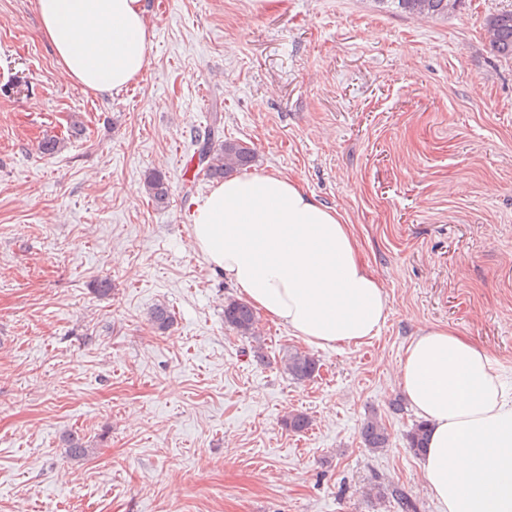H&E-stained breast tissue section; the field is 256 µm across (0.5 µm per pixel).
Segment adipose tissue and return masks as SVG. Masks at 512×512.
Here are the masks:
<instances>
[{
    "label": "adipose tissue",
    "mask_w": 512,
    "mask_h": 512,
    "mask_svg": "<svg viewBox=\"0 0 512 512\" xmlns=\"http://www.w3.org/2000/svg\"><path fill=\"white\" fill-rule=\"evenodd\" d=\"M68 77L94 93L138 81L153 49L144 0H35ZM191 242L268 319L317 348L378 335L391 305L352 225L279 172L218 183L197 207ZM428 425L422 452L441 512H512V386L450 328L419 329L397 368Z\"/></svg>",
    "instance_id": "obj_1"
}]
</instances>
